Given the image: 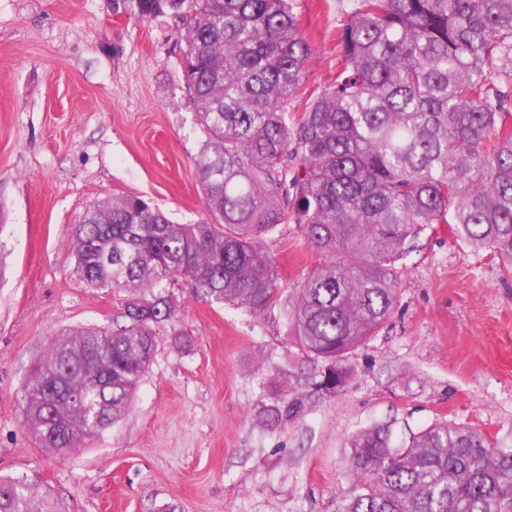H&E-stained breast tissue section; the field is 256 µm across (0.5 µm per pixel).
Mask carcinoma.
Wrapping results in <instances>:
<instances>
[{
  "label": "carcinoma",
  "instance_id": "obj_1",
  "mask_svg": "<svg viewBox=\"0 0 512 512\" xmlns=\"http://www.w3.org/2000/svg\"><path fill=\"white\" fill-rule=\"evenodd\" d=\"M296 0H112L143 20H185L184 89L205 139L195 158L205 219L176 224L139 196L92 206L74 230L76 272L125 293L112 328L52 341L21 396L25 424L59 454L128 410L171 320V284L262 315L279 306L293 345L336 393L348 354L396 301L397 263L438 224L512 273V0H353L333 80L304 95L311 55ZM302 224L324 257L293 295L263 240ZM303 392L267 406L300 419ZM349 490L336 512H512V448L434 424L392 446L388 426L349 441ZM0 512H66L0 477Z\"/></svg>",
  "mask_w": 512,
  "mask_h": 512
}]
</instances>
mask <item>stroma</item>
I'll return each instance as SVG.
<instances>
[{
    "label": "stroma",
    "mask_w": 512,
    "mask_h": 512,
    "mask_svg": "<svg viewBox=\"0 0 512 512\" xmlns=\"http://www.w3.org/2000/svg\"><path fill=\"white\" fill-rule=\"evenodd\" d=\"M297 2L307 86L321 88L350 0ZM184 28L171 13L113 14L111 0H0V475L70 512H336L360 429L391 424L401 443L458 424L511 448L512 276L445 224L400 262L391 316L352 352L336 394H312L319 368L280 311L209 303L182 280L125 416L68 455L42 447L20 406L31 364L56 335L111 327L123 312V295L77 275L75 226L124 195L180 224L205 216ZM266 248L290 290L321 261L300 224ZM296 390L311 395L304 416L271 427L262 407Z\"/></svg>",
    "instance_id": "1"
}]
</instances>
